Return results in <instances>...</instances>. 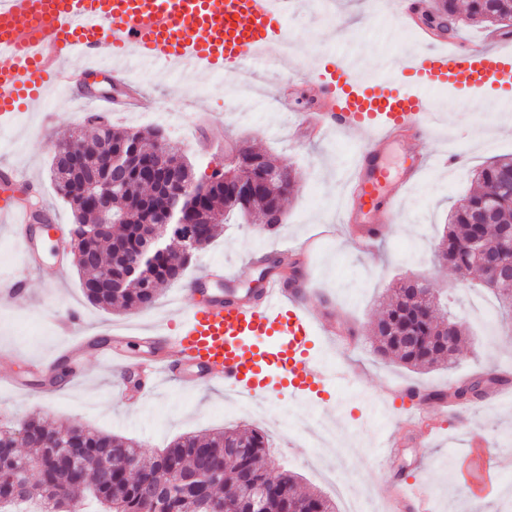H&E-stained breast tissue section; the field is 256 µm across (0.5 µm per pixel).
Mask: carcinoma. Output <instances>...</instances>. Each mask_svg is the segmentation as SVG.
<instances>
[{
    "mask_svg": "<svg viewBox=\"0 0 512 512\" xmlns=\"http://www.w3.org/2000/svg\"><path fill=\"white\" fill-rule=\"evenodd\" d=\"M465 8L466 18L475 25L498 30L502 21L512 20V0H467ZM428 14L458 19V0H434ZM157 133V129L115 130L103 115L93 112L87 115L77 140L90 158L104 140L114 146L131 142L141 150L164 152ZM61 149L56 147L51 175L74 214L68 234L84 296L103 309L115 304L128 310L151 307L159 286L181 280L191 261L177 250L161 251L149 245L151 235L164 221L163 196L168 181L149 185L129 178L122 196L112 200V223L101 232L94 195L81 177L73 174ZM259 158L264 167L280 170L284 178L272 182L245 207L232 191H224V172L213 171V186L206 197L210 223L184 225L196 238L194 252L208 247L224 231V224L233 219L254 215L268 230L281 223L282 201L294 191L296 175L291 167L265 154ZM477 176L481 188L470 194L467 207L451 211L436 245L437 258H448L457 269L466 264L476 216H481V231L492 247L504 231H512V194L502 189L512 176V157L492 161ZM147 255L151 260L146 262ZM136 263L140 264V277L127 278ZM478 272L482 286L497 296L502 311L511 308L512 279L496 278L481 267ZM420 295L412 286L395 288L374 329L376 352L413 369L450 366L456 362L466 329L460 328L455 347H449L448 337L443 335L444 325L450 322L447 312L433 299L419 307ZM20 442L30 453L16 451ZM0 448L12 449L9 455H0V474L15 475L23 482L17 494L0 497V512L3 505L18 500L42 502L47 505L46 512H67L78 494L95 499L107 512H207L222 488L233 512H251V490L265 481L270 466L266 438L258 430L183 435L161 453L148 455L131 438L74 425L49 426L31 418L26 420L25 436L20 441L14 431L1 428ZM69 450L88 461L113 459L116 468L108 475L93 466L74 468L65 456ZM23 460L38 462V468L29 475L17 474V465ZM266 512H336V502L302 492L296 476L285 469L276 476Z\"/></svg>",
    "mask_w": 512,
    "mask_h": 512,
    "instance_id": "obj_1",
    "label": "carcinoma"
}]
</instances>
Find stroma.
Masks as SVG:
<instances>
[{
    "instance_id": "obj_1",
    "label": "stroma",
    "mask_w": 512,
    "mask_h": 512,
    "mask_svg": "<svg viewBox=\"0 0 512 512\" xmlns=\"http://www.w3.org/2000/svg\"><path fill=\"white\" fill-rule=\"evenodd\" d=\"M293 51L281 65L255 72L251 93L232 96L233 78L222 73H197L195 79L161 75L157 68L136 60L126 63L131 79L141 82L152 97L150 112L111 115L120 128L162 129L172 152L189 159L196 177L223 166L224 156L238 142L291 165L297 186L283 205L284 215L272 232L250 220L225 225L223 234L200 252L186 270V281L200 277L213 262L234 269L253 255L276 256L294 239L319 238L308 264L298 272L279 267L284 277L310 282L317 299L331 312L338 337L317 336L313 352L327 365L342 363L358 376L362 393L332 390L328 402L295 397L287 389L270 399L276 419L260 418L241 408L239 399L217 384L184 389L165 379L135 408L118 398L125 375L90 352L70 366L65 384L53 388L33 378L29 363L50 360L66 338L56 330L59 319H80L87 336L111 337L113 345L130 356H147L141 337L178 323L190 298L184 283L161 285L156 304L130 312L104 310L90 304L79 286L75 265L62 275L25 270L21 248L8 225L0 223V278H20L28 301L17 305L0 301V423L17 425L40 417L50 423L79 425L140 441L150 453L166 448L185 434L213 433L227 428L262 430L273 461L294 472L304 489L332 496L321 472L336 467V476L352 490L367 493L364 512H385L391 482L424 485L430 512H497L512 504V392L502 397L485 394L465 414H436L437 429L428 447H419L420 405L393 396L401 386L431 392L471 378L485 369L505 373L512 380V332L497 314L495 296L479 285L476 273L459 276L442 270L433 245L441 236L457 201L477 185L475 174L494 157L512 156V128L499 130L477 142L471 132L486 114L496 112L494 97L483 92L460 94L450 86L434 89V96L453 102L457 111L435 127L430 150L450 154L454 143L467 145V154L454 164L430 169L417 185L402 184L406 145L387 157L389 186L403 203L394 224L388 225L374 256L351 243L347 234L326 235L340 215L342 179L357 146V134L313 139L290 126L277 97L278 83L289 70L310 71L341 55L357 59L370 82L414 85L402 69L408 50L426 52L412 30L395 27L391 14L375 0H296L287 19ZM95 103L48 93L39 110L25 113L0 133V196L40 193L55 218L59 234L74 222L73 213L57 194L49 172L55 147L82 125ZM428 277L442 305L468 329L457 361L417 371L377 354L371 329L382 316L390 288L408 275ZM14 376L16 385L6 382ZM483 443V467L494 490L480 497L464 481L461 464L467 461L472 440ZM393 445L389 462L380 450Z\"/></svg>"
}]
</instances>
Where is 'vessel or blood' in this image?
<instances>
[{
	"label": "vessel or blood",
	"instance_id": "b4317fda",
	"mask_svg": "<svg viewBox=\"0 0 512 512\" xmlns=\"http://www.w3.org/2000/svg\"><path fill=\"white\" fill-rule=\"evenodd\" d=\"M290 0H0V121L13 120L36 105L46 89L73 92L89 74L106 69L116 79L124 72L116 60L144 64H186L201 72L238 73L265 61L278 63V45L287 39L285 20ZM407 27L414 26L420 0H380ZM111 56H103V46ZM417 92L394 84H367L355 77L350 60L340 59L313 70L320 105L309 121L325 135L355 132L361 137L344 184L341 222L354 225L352 240L371 252L386 225L394 223L401 202L387 186L383 164L395 143L412 144L404 183H415L428 166L448 160L423 150L441 121L428 89L444 84L467 92L495 93L503 109L512 108V42L489 47L462 46L439 39L429 51L406 57ZM30 206L0 200V221L10 220L22 245L27 268L46 262L62 266L65 244L47 247L51 224H37ZM308 288L286 287L277 275L264 284L261 301L228 299L222 293L189 304L174 332L146 335L151 355L145 363L153 378L184 385L224 384L226 389L268 397L270 372L286 374L288 388L301 396L313 386L353 383L344 367L327 370L311 354L313 337L335 335ZM74 318L60 319L67 335L62 357H80L88 337L73 338ZM245 338L264 340L257 350L242 349Z\"/></svg>",
	"mask_w": 512,
	"mask_h": 512
}]
</instances>
